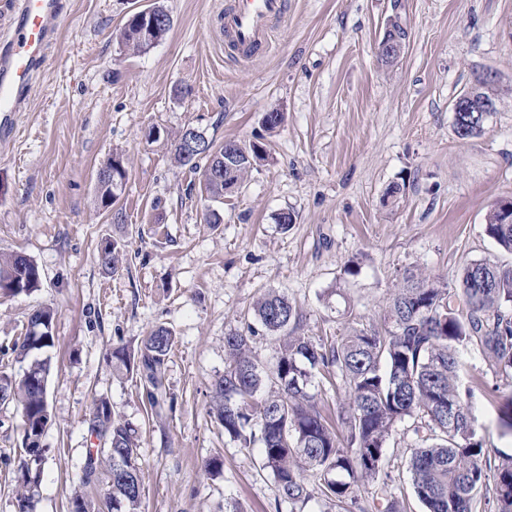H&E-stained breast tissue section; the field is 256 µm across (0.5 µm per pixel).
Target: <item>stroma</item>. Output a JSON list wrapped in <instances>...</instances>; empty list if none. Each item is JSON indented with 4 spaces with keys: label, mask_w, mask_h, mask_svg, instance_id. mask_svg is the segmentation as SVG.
Here are the masks:
<instances>
[{
    "label": "stroma",
    "mask_w": 512,
    "mask_h": 512,
    "mask_svg": "<svg viewBox=\"0 0 512 512\" xmlns=\"http://www.w3.org/2000/svg\"><path fill=\"white\" fill-rule=\"evenodd\" d=\"M62 3L57 41L0 146V253L22 252L41 270L32 293L0 296V370L23 376L29 363L14 342L34 310L57 311L34 512H68L98 445L89 415L101 397L139 431L140 512H275L258 450L225 437L209 414L224 338L254 331L253 352L269 365L279 343L252 313L262 292L288 295L296 335L332 338L380 325L405 270L454 288L465 262L512 264L484 232L489 206L512 198V0H404L410 36L391 65L377 52L387 0H288L270 49L248 64L209 26L227 0ZM156 4L169 33L128 51L129 15ZM483 69L500 73L504 90L484 132L462 139L452 103ZM274 108L284 122L269 136L262 118ZM152 127L161 136L151 141ZM186 127L217 146L263 140L268 159L213 201L201 173L174 160ZM115 156L129 172L120 224L96 201V173ZM210 208L220 223H206ZM112 237L125 251L109 273L98 254ZM158 325L175 346L154 408L139 375L107 357L137 351ZM463 359L479 434L511 453L497 408L512 374L475 348ZM22 439L19 412L0 405V512L15 510ZM417 442L407 420L388 443L394 491L410 490ZM214 458L224 466L207 472Z\"/></svg>",
    "instance_id": "1"
}]
</instances>
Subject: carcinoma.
<instances>
[{
  "mask_svg": "<svg viewBox=\"0 0 512 512\" xmlns=\"http://www.w3.org/2000/svg\"><path fill=\"white\" fill-rule=\"evenodd\" d=\"M142 25L127 21L122 39L145 53L151 45L141 36ZM261 142L228 140L205 149L203 178L214 200L240 187L257 162L265 159ZM493 204L485 233L512 254V223ZM121 243L105 240L99 261L105 271L118 268ZM41 270L26 255L0 254V295L27 294L37 287ZM265 331L281 341L280 354L270 365L253 354L252 337H224L227 366L214 384L213 416L224 435L242 448L260 445L262 467L275 484V508L290 510L306 504L314 490L342 512H407L405 496L384 491L364 504L362 491L378 480L387 465V444L407 419L425 429L421 444L411 449L409 472L415 497L427 512H475L483 502L496 512H512V453L490 454L477 431L472 395L463 381L462 353L479 349L496 367L512 370V265L486 260L463 267L459 286L442 287L426 274L403 273L379 328L351 327L334 340L295 336L288 326L296 308L288 296L268 291L254 306ZM41 335L25 334L13 351L28 355L55 345V311L36 310ZM175 343L172 330L159 325L142 341L137 353L115 347L109 361L117 370L138 373L148 385L150 406L160 404L162 370ZM27 372L32 381H15L0 374V402L17 403L23 423V486L40 481L46 448L40 439L52 421L47 388L49 359H35ZM334 374L342 381L347 407L328 424L312 391L317 374ZM89 430L104 440L102 457L88 452L82 468L84 487L104 484L103 505L75 492L70 512H139L134 486L139 467L114 472L113 460L137 456V431L112 411L105 398L95 401Z\"/></svg>",
  "mask_w": 512,
  "mask_h": 512,
  "instance_id": "carcinoma-1",
  "label": "carcinoma"
}]
</instances>
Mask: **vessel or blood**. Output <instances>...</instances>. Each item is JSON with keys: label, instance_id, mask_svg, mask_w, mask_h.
Listing matches in <instances>:
<instances>
[{"label": "vessel or blood", "instance_id": "vessel-or-blood-1", "mask_svg": "<svg viewBox=\"0 0 512 512\" xmlns=\"http://www.w3.org/2000/svg\"><path fill=\"white\" fill-rule=\"evenodd\" d=\"M60 0H11L0 25V139H8L55 39ZM288 12V0H230L218 26L226 46L243 60L263 54L272 26Z\"/></svg>", "mask_w": 512, "mask_h": 512}]
</instances>
